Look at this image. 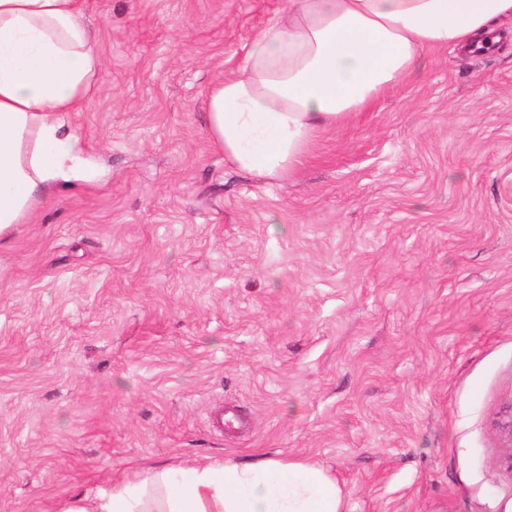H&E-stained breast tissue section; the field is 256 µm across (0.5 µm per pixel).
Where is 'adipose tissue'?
<instances>
[{
    "label": "adipose tissue",
    "mask_w": 512,
    "mask_h": 512,
    "mask_svg": "<svg viewBox=\"0 0 512 512\" xmlns=\"http://www.w3.org/2000/svg\"><path fill=\"white\" fill-rule=\"evenodd\" d=\"M88 0H0V236L47 187L92 163L64 116L79 111L100 65ZM512 23V0H288L242 65L206 97L213 143L265 179L301 165L314 134L416 76L426 50H480ZM344 492L305 461L258 457L164 467L66 512H343Z\"/></svg>",
    "instance_id": "adipose-tissue-1"
}]
</instances>
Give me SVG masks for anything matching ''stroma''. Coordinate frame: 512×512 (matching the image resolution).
<instances>
[{
	"label": "stroma",
	"mask_w": 512,
	"mask_h": 512,
	"mask_svg": "<svg viewBox=\"0 0 512 512\" xmlns=\"http://www.w3.org/2000/svg\"><path fill=\"white\" fill-rule=\"evenodd\" d=\"M287 6L89 0L66 120L97 168L0 239V512L261 455L323 468L345 512H512V37L427 50L259 179L204 100ZM492 424L503 448L500 466L512 474V405L497 412Z\"/></svg>",
	"instance_id": "stroma-1"
}]
</instances>
